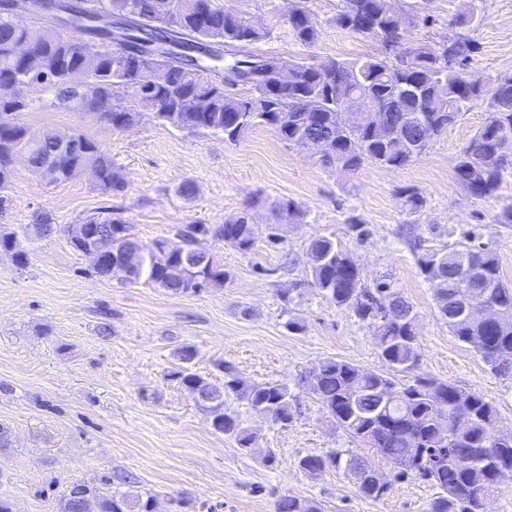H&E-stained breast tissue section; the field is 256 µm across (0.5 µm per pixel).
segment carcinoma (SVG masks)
<instances>
[{"label":"carcinoma","instance_id":"1","mask_svg":"<svg viewBox=\"0 0 512 512\" xmlns=\"http://www.w3.org/2000/svg\"><path fill=\"white\" fill-rule=\"evenodd\" d=\"M391 2L340 0L333 18L336 26L366 41L373 37L384 49L356 59L330 58L318 66L252 52V45L276 37L275 29L255 25L242 12L216 0H56L48 7L70 16L55 29L34 23L17 26L9 17L11 0H0V81L40 79L53 90L55 106L93 113L114 129L137 122L146 112L166 125L175 113L177 128L189 134H222L228 142L239 141L257 126L273 128L295 147L318 138L332 146V152L322 156V164L345 174H356L368 164L409 165L472 101L481 99L485 120L459 151L453 177L472 197H497L509 170L506 157L497 151V137L512 136V74L488 78L469 70L480 50L470 32L482 21L485 0H461L446 31L428 43L413 41L410 35L420 25L434 24V15H422L412 5L397 18ZM286 35L303 47L320 39L311 0H288ZM23 41L37 46L31 61L16 53ZM128 84L142 87L136 111L119 97V89ZM353 96L364 105L354 122L342 110L344 101ZM30 106L29 100L0 99V208L8 201L4 192L19 155L50 182L94 169L101 189L123 188L112 162L91 137L65 130L47 139L18 123L19 114ZM378 110L386 112L388 125L372 122ZM246 219L242 213L213 227L188 224L177 235L189 239L210 235L248 254L254 238ZM92 223L100 237L112 239L114 251L126 253L134 240L131 225L110 208L98 211ZM433 230L409 226L403 241L426 281H432L434 269L443 270L442 287L435 289L438 311L457 304L455 274L461 260L478 248L487 276L485 299L503 314L496 323L462 317L448 323V332L473 348L492 371L512 375V285L501 278L496 252L473 234L456 248H431L426 234ZM166 243L155 240L145 253L130 257L123 270L108 265L93 273L174 294L200 293L230 281V273L215 261L201 269L179 264L166 251ZM1 254L20 269L29 263V252L15 232L0 233ZM307 255L312 287L371 329L384 369L368 371L329 358L318 373L300 376L298 388L311 395L326 418L359 447L393 465L416 461L409 472H393V479L436 488L427 512H482L483 499L498 488V471H512V437L496 441L491 436L497 425L496 408L482 395L451 381L415 374L418 312L391 283L370 287L361 282L350 252L336 237L313 238ZM370 293L393 303L390 318L371 312L363 300ZM176 356L180 366L171 376L188 390L198 387L211 393L200 408L213 429L233 439L241 450L251 448V434L238 413L226 407V397H240L273 425L286 427L293 422L298 396L288 384H247L227 370L224 383L217 385L190 371L188 364L196 356L192 347H180ZM341 465L353 474L361 496L379 500L386 495L389 483L361 455L344 459L336 452L306 454L295 462L311 479ZM85 501L94 504L95 512H150L153 506L150 495H106L80 484L63 498L60 512H80ZM275 512L324 510L316 499L284 496L277 500Z\"/></svg>","mask_w":512,"mask_h":512}]
</instances>
